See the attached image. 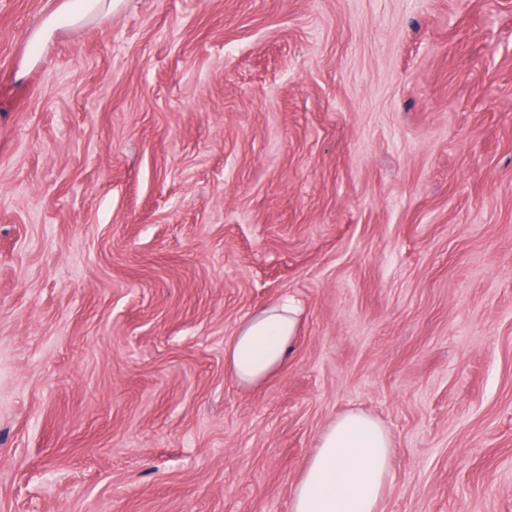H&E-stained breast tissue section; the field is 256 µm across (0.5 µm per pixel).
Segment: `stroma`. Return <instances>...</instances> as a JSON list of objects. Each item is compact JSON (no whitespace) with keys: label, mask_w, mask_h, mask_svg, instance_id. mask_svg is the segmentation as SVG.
<instances>
[{"label":"stroma","mask_w":512,"mask_h":512,"mask_svg":"<svg viewBox=\"0 0 512 512\" xmlns=\"http://www.w3.org/2000/svg\"><path fill=\"white\" fill-rule=\"evenodd\" d=\"M0 0V512H512V0ZM293 299L262 386L224 346ZM392 469L388 431L359 411L342 413L321 432L291 491V512H383Z\"/></svg>","instance_id":"stroma-1"}]
</instances>
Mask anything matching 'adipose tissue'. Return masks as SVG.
<instances>
[{
	"label": "adipose tissue",
	"mask_w": 512,
	"mask_h": 512,
	"mask_svg": "<svg viewBox=\"0 0 512 512\" xmlns=\"http://www.w3.org/2000/svg\"><path fill=\"white\" fill-rule=\"evenodd\" d=\"M297 339L289 305L247 316L224 348L225 366L241 386L264 383L284 364ZM392 469L388 431L359 411L342 413L321 432L291 491V512H383Z\"/></svg>",
	"instance_id": "1"
}]
</instances>
